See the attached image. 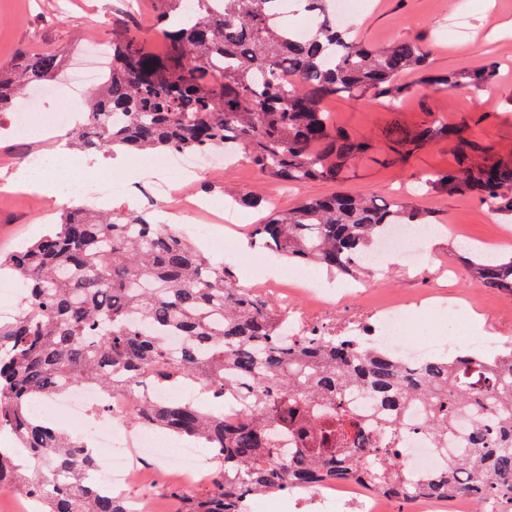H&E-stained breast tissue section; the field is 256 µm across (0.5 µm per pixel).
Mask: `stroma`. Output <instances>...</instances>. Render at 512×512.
<instances>
[{
  "label": "stroma",
  "instance_id": "obj_1",
  "mask_svg": "<svg viewBox=\"0 0 512 512\" xmlns=\"http://www.w3.org/2000/svg\"><path fill=\"white\" fill-rule=\"evenodd\" d=\"M157 0H0V66H9L25 53L49 51L74 58L86 47L111 45L113 33L140 31L152 51H160L156 39ZM350 23L362 41L381 46L394 40L421 36L430 51L431 72L476 69L488 59L500 61L495 86L483 99L469 91L424 90L419 76L408 72L401 84L410 86L406 97L392 101L384 97L354 100L331 98L325 103L335 126L351 134L380 143L391 113H402L408 123L420 121L433 109L451 123H468L474 137L491 154L512 157V0H368ZM51 140H35L20 134H0V254L34 239L44 195L27 189L4 190L16 168L33 156L46 155ZM455 160L447 141L432 142L400 168H384L367 162L344 182L345 190L394 199L414 194L418 204L436 219L438 236L424 243V262L409 267L392 259L382 274H371L373 287L403 298L440 300L481 292L484 333L498 342L512 340V296L478 289L473 282L461 240L481 243L494 252L506 251L504 239L512 234V218L489 212L471 195H448L421 185V175L453 168ZM267 194L273 183L248 160L235 159L224 166L198 174L190 190L201 196H218L225 189ZM267 211L240 210L235 223L213 226L203 246L230 265L239 285H248L258 272L254 255L280 269L289 264L281 257L248 246L245 239L254 225L267 219Z\"/></svg>",
  "mask_w": 512,
  "mask_h": 512
}]
</instances>
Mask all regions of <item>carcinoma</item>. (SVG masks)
Listing matches in <instances>:
<instances>
[{"mask_svg": "<svg viewBox=\"0 0 512 512\" xmlns=\"http://www.w3.org/2000/svg\"><path fill=\"white\" fill-rule=\"evenodd\" d=\"M184 2L159 0L161 54L137 30L112 38V64L91 89L72 145L165 154L220 148L288 188L307 179L341 183L363 158L402 166L446 140L457 167L425 174L424 184L512 215V158L491 156L469 124L452 126L430 110L413 130L395 118L376 146L337 128L323 109L333 96L398 100L410 93L397 81L408 71L434 90L489 88L497 60L430 73L420 37L367 44L337 22L333 0H298L313 19L301 39L281 21L277 0H195L199 19L177 24ZM62 63L55 54H29L1 67L0 111L57 77ZM429 223V213L410 202L338 190L271 210L250 244L353 277L387 226ZM467 263L478 285L512 294V254L487 260L473 252ZM0 276L23 288V313L0 319V429L35 453L25 475L10 449L0 448V483L36 497L43 512H127L125 498L86 489L94 443L34 411L72 386L129 390L143 405L138 424L210 449L218 464L211 486L200 497L175 492L183 512H247L248 492L357 479L398 501L460 492L483 509L512 501V376L498 373L512 367V344L405 367L365 336L289 333L276 303L238 287L224 261L149 211L76 205L0 258ZM168 336L181 340L173 355ZM188 379L216 399L232 397L241 420L226 424L204 407L143 397L149 384ZM354 388L378 406L369 432L346 404ZM417 403L427 407L425 429L445 452L436 473H411L397 452L398 421Z\"/></svg>", "mask_w": 512, "mask_h": 512, "instance_id": "carcinoma-1", "label": "carcinoma"}]
</instances>
